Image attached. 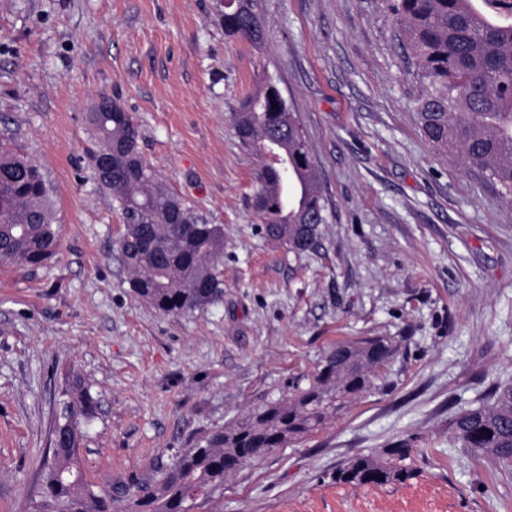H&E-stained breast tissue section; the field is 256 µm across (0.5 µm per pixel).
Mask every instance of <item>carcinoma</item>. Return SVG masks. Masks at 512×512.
<instances>
[{
    "instance_id": "obj_1",
    "label": "carcinoma",
    "mask_w": 512,
    "mask_h": 512,
    "mask_svg": "<svg viewBox=\"0 0 512 512\" xmlns=\"http://www.w3.org/2000/svg\"><path fill=\"white\" fill-rule=\"evenodd\" d=\"M416 60L420 132L442 156L481 174L512 203V0H386ZM224 33L258 46L260 0H224ZM97 141L112 142L115 170L104 187L124 234L117 250L134 293L166 315L203 309L224 293V227L204 224L168 190L139 149L134 118L124 109L92 112ZM239 141L257 159L251 206L263 236L295 254L318 246L326 208L307 142L269 79H258L232 113ZM39 168L0 150V265L36 268L55 254L60 227ZM397 352L384 337L336 345L311 377L212 430L145 481L94 489L78 461L83 428L96 402L79 377L60 392L52 454L41 466L42 492L30 512H189L206 502L244 465L269 448L299 440L336 417L366 390ZM454 442L501 470H512V385L495 386L475 408L451 418ZM418 438L408 436L368 455L349 458L334 479L352 486L404 483Z\"/></svg>"
}]
</instances>
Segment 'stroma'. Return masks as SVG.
Wrapping results in <instances>:
<instances>
[{"mask_svg":"<svg viewBox=\"0 0 512 512\" xmlns=\"http://www.w3.org/2000/svg\"><path fill=\"white\" fill-rule=\"evenodd\" d=\"M261 4L257 48L225 35L224 0H0V144L40 167L61 226L45 266H0V512H29L41 490L68 374L98 401L79 457L107 487L282 398L336 343L374 336L399 352L367 391L193 512H512V474L448 438L456 410L512 384V204L422 137L415 60L384 0ZM263 72L325 200L301 255L263 238L255 162L230 121ZM103 94L133 115L169 190L223 225L217 304L165 315L132 292L124 226L90 163ZM411 434L414 478L334 480Z\"/></svg>","mask_w":512,"mask_h":512,"instance_id":"obj_1","label":"stroma"}]
</instances>
